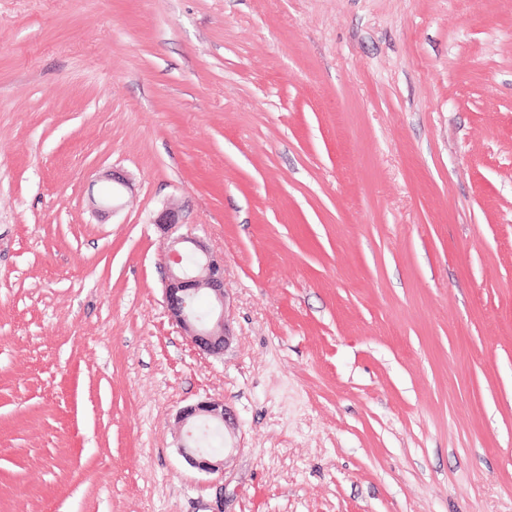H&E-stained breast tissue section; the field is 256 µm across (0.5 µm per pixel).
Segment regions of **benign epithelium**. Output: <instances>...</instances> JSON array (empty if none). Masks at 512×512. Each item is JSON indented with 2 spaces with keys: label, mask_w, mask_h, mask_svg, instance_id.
Listing matches in <instances>:
<instances>
[{
  "label": "benign epithelium",
  "mask_w": 512,
  "mask_h": 512,
  "mask_svg": "<svg viewBox=\"0 0 512 512\" xmlns=\"http://www.w3.org/2000/svg\"><path fill=\"white\" fill-rule=\"evenodd\" d=\"M166 241L164 304L171 322L189 336L190 343L199 352L221 359L232 336L225 318L226 291L224 289V263L204 240L178 232L181 226L178 210L163 208L154 219ZM192 253L197 260L193 267L183 265V255ZM205 293L213 307L204 320L190 309L191 301ZM178 423L187 428L186 438L179 450L192 468L208 474L223 470L225 458L198 446L194 429L197 424L212 425L234 432L238 425L236 415L220 400L207 398L180 409Z\"/></svg>",
  "instance_id": "7a95c632"
}]
</instances>
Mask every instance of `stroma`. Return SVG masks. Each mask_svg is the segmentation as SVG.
I'll use <instances>...</instances> for the list:
<instances>
[{
    "mask_svg": "<svg viewBox=\"0 0 512 512\" xmlns=\"http://www.w3.org/2000/svg\"><path fill=\"white\" fill-rule=\"evenodd\" d=\"M0 512H512V0H0ZM166 241L164 304L171 322L179 327L199 352L220 359L224 357L232 336L226 322V291L224 263L204 240L177 233L181 226L178 210L163 208L154 219ZM192 253L195 267L183 265V255ZM206 293L213 307L208 317L201 320L190 309L191 301ZM177 420L182 427H187L186 438L181 440L178 446L185 462L202 473L214 474L223 470L225 458L221 457V454L210 453L204 448H199L194 429L199 423L217 427L201 428V444L212 451L220 452L223 447L224 433L226 431L234 433L237 428L238 420L234 412L222 401L206 398L180 409ZM221 429H224V433Z\"/></svg>",
    "mask_w": 512,
    "mask_h": 512,
    "instance_id": "1",
    "label": "stroma"
}]
</instances>
